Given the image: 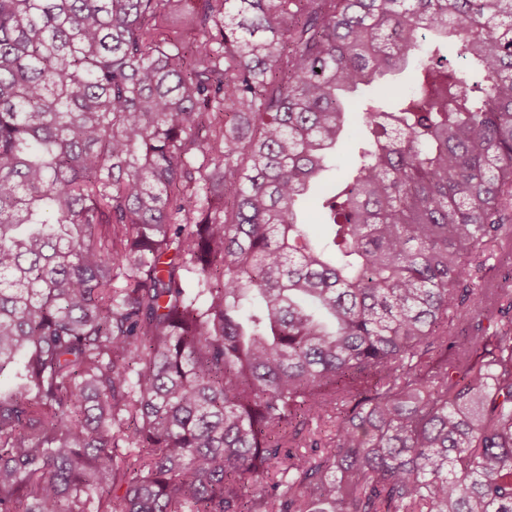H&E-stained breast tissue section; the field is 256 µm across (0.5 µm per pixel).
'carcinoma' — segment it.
<instances>
[{
    "label": "carcinoma",
    "instance_id": "carcinoma-1",
    "mask_svg": "<svg viewBox=\"0 0 512 512\" xmlns=\"http://www.w3.org/2000/svg\"><path fill=\"white\" fill-rule=\"evenodd\" d=\"M504 246L512 0H0V512H512ZM485 268L478 274L477 283L486 285L487 288L512 289V252L509 253L506 249L495 250Z\"/></svg>",
    "mask_w": 512,
    "mask_h": 512
}]
</instances>
